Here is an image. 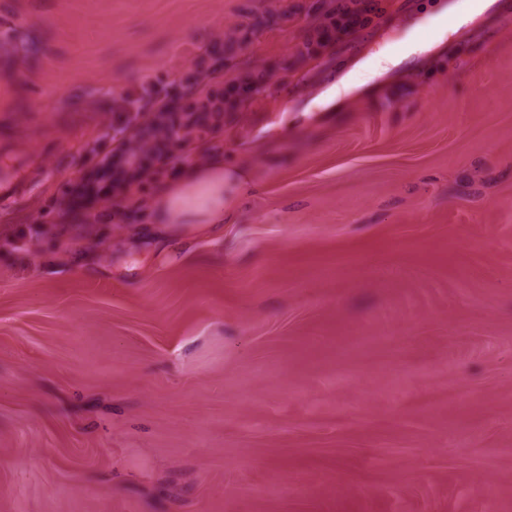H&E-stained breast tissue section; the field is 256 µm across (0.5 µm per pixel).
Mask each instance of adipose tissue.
<instances>
[{
  "label": "adipose tissue",
  "instance_id": "1",
  "mask_svg": "<svg viewBox=\"0 0 512 512\" xmlns=\"http://www.w3.org/2000/svg\"><path fill=\"white\" fill-rule=\"evenodd\" d=\"M249 184L246 167H225L215 155L205 165L185 167L181 180L164 186L150 207L158 224H206L220 234Z\"/></svg>",
  "mask_w": 512,
  "mask_h": 512
}]
</instances>
